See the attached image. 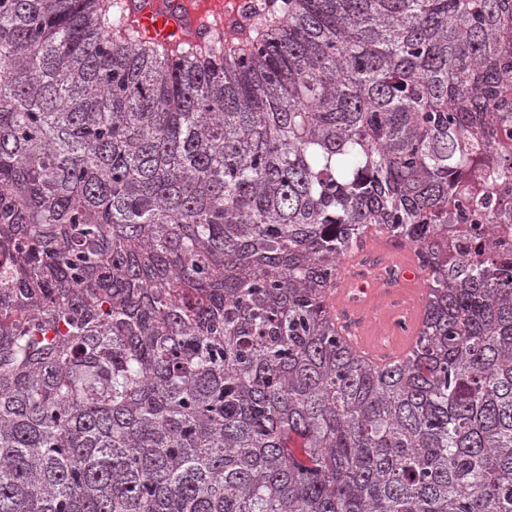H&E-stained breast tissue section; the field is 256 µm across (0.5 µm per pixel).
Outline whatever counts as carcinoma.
Here are the masks:
<instances>
[{
    "label": "carcinoma",
    "instance_id": "obj_1",
    "mask_svg": "<svg viewBox=\"0 0 512 512\" xmlns=\"http://www.w3.org/2000/svg\"><path fill=\"white\" fill-rule=\"evenodd\" d=\"M512 0H272L216 45L0 0V512H512ZM425 248L402 360L328 304ZM464 213V224H456L461 230L457 239L460 258L471 262L503 254L512 260L511 224H474L473 213H469L468 210ZM490 225L499 226L498 232L495 231L494 235L490 234ZM360 260L359 255H353L344 262L336 281V288H333L331 293V312L336 319L338 330L355 351L378 364H384L395 357L403 356L411 347L417 334L418 318L415 314L411 315L407 336H402L400 343L387 347L369 343L364 336L366 326L363 314L366 303L371 296H377L388 306L396 297L403 298L404 290L396 288L402 278V271L397 266L387 267L379 276L380 286L395 289H380L374 283L361 289L362 284L355 275ZM357 293L366 294V297L357 299Z\"/></svg>",
    "mask_w": 512,
    "mask_h": 512
}]
</instances>
